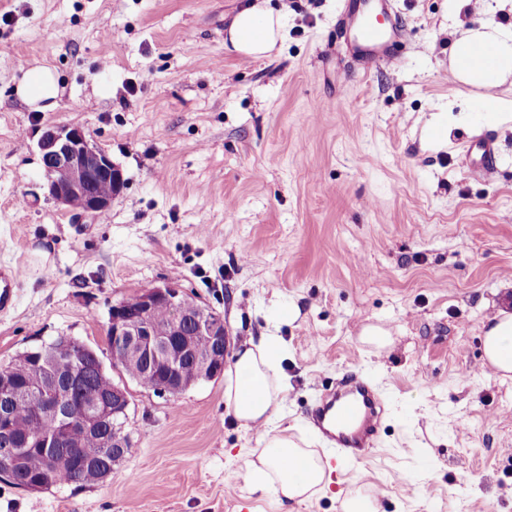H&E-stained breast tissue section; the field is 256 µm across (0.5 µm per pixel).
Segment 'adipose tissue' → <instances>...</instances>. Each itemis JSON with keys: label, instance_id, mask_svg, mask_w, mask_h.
<instances>
[{"label": "adipose tissue", "instance_id": "adipose-tissue-1", "mask_svg": "<svg viewBox=\"0 0 512 512\" xmlns=\"http://www.w3.org/2000/svg\"><path fill=\"white\" fill-rule=\"evenodd\" d=\"M285 20V12L266 8L263 0H247L227 25L224 46L247 57L268 55L282 37ZM476 46L484 49V67H464V58ZM452 71L466 85H502L512 76V31L493 21L478 28H460ZM58 92L56 72L44 66L27 71L16 88L18 98L38 111L51 108ZM483 352L494 375H512V314L494 316L483 336ZM286 394L277 337H260L236 352L226 373V407L242 427L264 429L263 450L257 460L249 462L247 474L256 488H275L285 500L300 503L323 491L329 479L315 451L301 447L284 432L272 430ZM291 457L300 462L299 470L286 466V459Z\"/></svg>", "mask_w": 512, "mask_h": 512}]
</instances>
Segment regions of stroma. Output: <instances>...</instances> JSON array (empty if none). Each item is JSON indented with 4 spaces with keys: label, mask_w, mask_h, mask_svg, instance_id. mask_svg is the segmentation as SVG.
Instances as JSON below:
<instances>
[{
    "label": "stroma",
    "mask_w": 512,
    "mask_h": 512,
    "mask_svg": "<svg viewBox=\"0 0 512 512\" xmlns=\"http://www.w3.org/2000/svg\"><path fill=\"white\" fill-rule=\"evenodd\" d=\"M246 0H0V265L26 273L0 314V364L66 335L109 360L112 302L177 279L221 312L232 350L281 341L280 427L321 459L307 412L349 371L388 415L365 461L335 466L298 504L253 489L261 431L216 378L169 397L120 370L132 448L104 483L31 493L0 476V512H341L369 489L381 512H512V378L474 374L494 315L512 313V132L491 88L452 80L457 23L512 24L458 0H392L397 71L363 74L338 24L346 0H296L268 57L224 47ZM60 95L30 110L26 68ZM449 106L448 119L428 129ZM85 127L126 178L108 221L45 197L52 124ZM493 139L496 173L462 162ZM367 326L392 344L375 351ZM58 92L56 72L44 66L27 71L16 88L17 97L24 104L38 111L51 108Z\"/></svg>",
    "instance_id": "obj_1"
}]
</instances>
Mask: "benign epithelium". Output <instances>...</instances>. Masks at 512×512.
Instances as JSON below:
<instances>
[{
  "label": "benign epithelium",
  "mask_w": 512,
  "mask_h": 512,
  "mask_svg": "<svg viewBox=\"0 0 512 512\" xmlns=\"http://www.w3.org/2000/svg\"><path fill=\"white\" fill-rule=\"evenodd\" d=\"M38 148L46 178L48 197L71 210L75 200L82 202L81 211L97 215L108 210L112 199L125 188L121 168L112 161L107 151L83 127L58 124L47 128L38 141ZM99 175L112 180L113 191L108 194L91 190V176ZM187 296L175 281L139 292L132 303L121 298L112 303L110 324L112 348L127 353L132 360L144 352L154 355L150 370L166 378L155 387L157 393L176 395L185 386L186 378L178 375L183 352L194 351L189 344L184 351H175L169 337L153 335L152 309L158 305L168 308L171 315L170 330L176 333L184 323L194 327V336L210 341L211 348L200 364V378L213 380L224 372V357L231 346V332L224 315L203 304L188 309ZM129 393L123 385L112 387V412L128 410Z\"/></svg>",
  "instance_id": "7a95c632"
}]
</instances>
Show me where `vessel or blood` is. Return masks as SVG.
<instances>
[{
	"label": "vessel or blood",
	"mask_w": 512,
	"mask_h": 512,
	"mask_svg": "<svg viewBox=\"0 0 512 512\" xmlns=\"http://www.w3.org/2000/svg\"><path fill=\"white\" fill-rule=\"evenodd\" d=\"M357 53L364 72L399 64L393 44V30L379 24L355 22ZM22 271L12 265L0 266V312L14 309L16 288ZM387 415L377 384L363 376L350 374L326 388L310 408L308 418L314 432L326 441L337 459L360 461L372 451Z\"/></svg>",
	"instance_id": "1"
}]
</instances>
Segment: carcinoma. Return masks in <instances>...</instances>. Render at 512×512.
<instances>
[{
	"label": "carcinoma",
	"instance_id": "cac0c4a2",
	"mask_svg": "<svg viewBox=\"0 0 512 512\" xmlns=\"http://www.w3.org/2000/svg\"><path fill=\"white\" fill-rule=\"evenodd\" d=\"M55 342H68L80 355L82 368L73 377L67 364L56 360L49 346L24 352L6 364H0V375L13 382L14 400L0 399V451L9 448L13 456L11 484L27 491L42 492L70 483L93 486L106 480L130 453L125 418L110 414L85 425V412L102 402L112 400V378L95 349L73 336H59ZM112 366L120 367L133 381L146 387L155 384L146 358L136 363L120 353L110 352ZM58 382L65 397V412L60 415L45 410L41 392L52 382ZM70 424L68 440L58 448H45L42 442L61 427ZM121 441L127 448L112 447ZM58 456L56 465L49 455Z\"/></svg>",
	"mask_w": 512,
	"mask_h": 512
}]
</instances>
